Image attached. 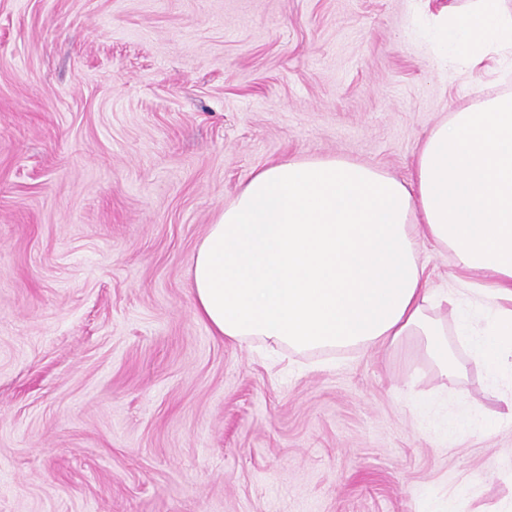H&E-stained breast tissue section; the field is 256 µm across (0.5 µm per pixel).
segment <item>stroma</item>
Listing matches in <instances>:
<instances>
[{
	"label": "stroma",
	"mask_w": 512,
	"mask_h": 512,
	"mask_svg": "<svg viewBox=\"0 0 512 512\" xmlns=\"http://www.w3.org/2000/svg\"><path fill=\"white\" fill-rule=\"evenodd\" d=\"M448 0H0V512H512V410L416 344L213 336L191 258L273 160L409 177L511 89ZM494 422L456 438L458 406Z\"/></svg>",
	"instance_id": "obj_1"
}]
</instances>
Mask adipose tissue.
I'll list each match as a JSON object with an SVG mask.
<instances>
[{"instance_id": "1", "label": "adipose tissue", "mask_w": 512, "mask_h": 512, "mask_svg": "<svg viewBox=\"0 0 512 512\" xmlns=\"http://www.w3.org/2000/svg\"><path fill=\"white\" fill-rule=\"evenodd\" d=\"M431 33L456 72L512 61L505 0L449 7ZM421 240L453 258L443 295ZM190 275L196 317L227 341L300 352L416 336L444 376L476 362L512 382V93L438 123L405 180L336 158L266 164L209 225Z\"/></svg>"}]
</instances>
